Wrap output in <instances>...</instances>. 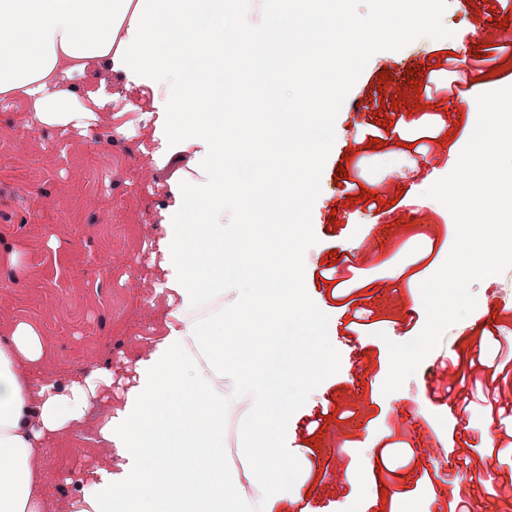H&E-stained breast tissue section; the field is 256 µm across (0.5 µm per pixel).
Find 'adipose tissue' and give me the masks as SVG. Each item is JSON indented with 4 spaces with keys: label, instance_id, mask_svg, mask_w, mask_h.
Listing matches in <instances>:
<instances>
[{
    "label": "adipose tissue",
    "instance_id": "1",
    "mask_svg": "<svg viewBox=\"0 0 512 512\" xmlns=\"http://www.w3.org/2000/svg\"><path fill=\"white\" fill-rule=\"evenodd\" d=\"M240 0H0V100H26L25 126L86 130L110 120L103 91L77 100L67 79L90 65L121 72L146 88L157 109L151 131L161 139L160 163L185 166L169 180L172 204L161 213L155 240L166 272L160 290L176 293L165 316L167 335L148 358L126 405L107 415L99 437L131 462L122 474L99 468L83 481L71 512H243L237 483L224 475V379L247 394L253 425L246 451L257 512H278L295 494L293 477L276 461L288 419V387L304 350L327 353V324L306 309L298 291L266 287L271 265L300 280L302 267L287 237L270 238L257 220L272 197L301 210L313 191L326 151V117L335 92L311 85L303 97L314 111L299 112L284 93L288 56L306 54L321 76L333 44L357 28L347 0H311L289 10L274 0L268 31L302 28V43L270 52L249 50L252 34L225 28ZM240 87L266 104L263 112L224 110V88ZM253 130L250 146L266 169L257 191L238 195L247 227L240 255L224 265L226 172L233 163L225 133ZM302 166L304 181L288 174ZM246 286L234 312L224 310V272ZM45 355L40 331L20 321L0 335V512H47L40 475L45 444L80 424L110 370L95 367L66 386L39 374Z\"/></svg>",
    "mask_w": 512,
    "mask_h": 512
}]
</instances>
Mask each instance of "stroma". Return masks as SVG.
Instances as JSON below:
<instances>
[{
  "label": "stroma",
  "mask_w": 512,
  "mask_h": 512,
  "mask_svg": "<svg viewBox=\"0 0 512 512\" xmlns=\"http://www.w3.org/2000/svg\"><path fill=\"white\" fill-rule=\"evenodd\" d=\"M488 13L502 15L512 34V9L498 0H432L429 14L407 23L400 42L378 38L346 58L350 83L330 115L333 139L306 201V243L297 251L305 299L330 326V358L315 379L303 382L288 416L281 461L295 473L298 492L280 512H345L350 504L362 512H403L417 501L428 512H448L455 494L470 501L472 512H512V453L504 450L503 424L512 416V362L503 356L512 344V267L473 282L475 309L447 330L400 389L382 392L390 369L387 340L410 341V321L426 323L421 282L401 272L428 254L427 272L435 274L454 244L444 236L454 218L440 202L428 199L411 215L396 201L401 193L422 197L450 173L429 169L409 144L430 127L437 133L431 153L459 157L477 121V96L512 86V49L484 72L467 73L471 89L461 98L414 91L408 66L414 55L441 45L472 51L479 39L494 42L497 31L483 26ZM383 70L401 87L398 105L380 102ZM100 88L112 94V124L86 136L49 126L27 134L20 128L25 103L0 104V128L17 131L16 141H0V250L21 248L25 264L21 270L0 265V329L17 321L36 326L50 351L41 371L60 383L73 373L61 360L91 357L120 375L166 333L167 299L153 287L164 273L151 263L138 226L157 223L178 166L153 167L149 182L138 184L135 146L152 140L125 139L118 130L140 123L152 98L123 74L94 66L71 90L85 95ZM396 120L398 140L370 146L369 127ZM92 135L101 139L98 148L88 145ZM340 167L359 171L376 207L349 201L345 180L335 175ZM390 215L394 226H382ZM435 241L440 250H432ZM331 267L334 280L320 278ZM353 271L359 304L378 321L366 336L345 330L352 316L332 297L334 282ZM450 354L456 366H446ZM479 378L493 379L497 395L509 398L501 418L480 401ZM438 379L452 385L455 405L432 395ZM466 400L471 410L464 413L459 404ZM389 425L401 441L390 449L382 440ZM97 439L81 427L49 442L41 460L49 496L99 461ZM437 469L456 476L455 485L419 483L423 471Z\"/></svg>",
  "instance_id": "obj_1"
}]
</instances>
